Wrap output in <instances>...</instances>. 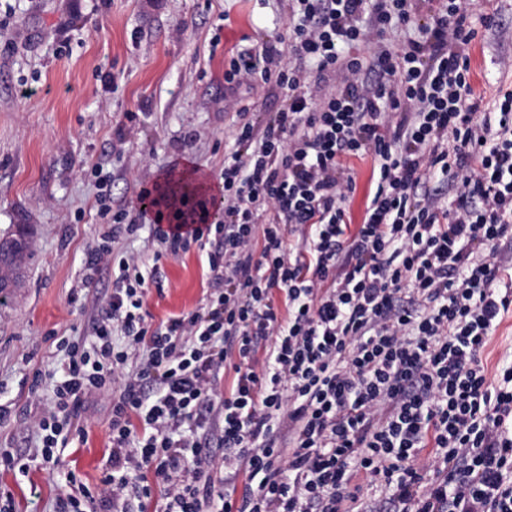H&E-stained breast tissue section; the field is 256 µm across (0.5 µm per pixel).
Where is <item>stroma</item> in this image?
<instances>
[{
    "mask_svg": "<svg viewBox=\"0 0 512 512\" xmlns=\"http://www.w3.org/2000/svg\"><path fill=\"white\" fill-rule=\"evenodd\" d=\"M494 15L467 49L471 83L493 99L512 90V0H479ZM288 26V0H0V239L27 225L30 251L18 287L0 296V452L35 448L50 401L29 393L36 370L61 355L49 332L89 329L96 308L79 298L82 257L100 231L95 169L114 201L137 208L140 183L192 166L207 192L221 190L234 113L224 109V71L238 47L261 46ZM112 75L113 86L103 78ZM154 320L200 308L207 288L198 251L162 262ZM110 401L87 411L88 441L66 449L63 469L96 487L109 445ZM15 512H56L58 473L0 468Z\"/></svg>",
    "mask_w": 512,
    "mask_h": 512,
    "instance_id": "obj_1",
    "label": "stroma"
}]
</instances>
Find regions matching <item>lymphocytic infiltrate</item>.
<instances>
[{
	"mask_svg": "<svg viewBox=\"0 0 512 512\" xmlns=\"http://www.w3.org/2000/svg\"><path fill=\"white\" fill-rule=\"evenodd\" d=\"M420 12L293 0L286 34L224 73L288 103L258 129L231 100L223 220L156 182L138 210L113 209L82 259L86 288L112 283L91 330L33 375L52 389L46 458L84 440L93 397L111 400L100 484L67 471L57 512H512V359L483 361L512 312L496 261L512 249V94L471 84L464 50L491 15ZM366 154L377 179L354 225L350 161ZM144 228L152 258L116 248ZM193 249L204 307L154 321L163 258Z\"/></svg>",
	"mask_w": 512,
	"mask_h": 512,
	"instance_id": "lymphocytic-infiltrate-1",
	"label": "lymphocytic infiltrate"
}]
</instances>
